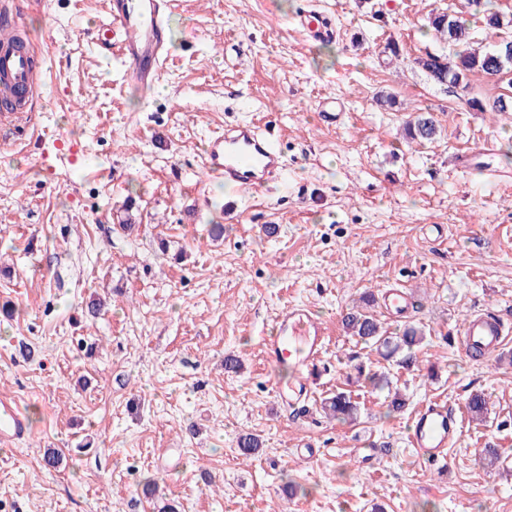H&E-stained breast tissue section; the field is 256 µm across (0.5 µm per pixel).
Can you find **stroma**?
Segmentation results:
<instances>
[{
    "label": "stroma",
    "instance_id": "stroma-1",
    "mask_svg": "<svg viewBox=\"0 0 512 512\" xmlns=\"http://www.w3.org/2000/svg\"><path fill=\"white\" fill-rule=\"evenodd\" d=\"M107 3L20 0L42 84L34 111L0 114V306L16 311L0 323V398L29 433L0 448V512H512V112L469 105L512 85L474 74L446 88L416 64L453 52L427 27L438 12L462 17L474 47L497 43L481 15L468 0H180L161 79L144 91L100 45ZM303 10L333 23L335 41L311 40L294 20ZM329 96L337 126L317 110ZM421 113L439 133L417 144L404 129ZM250 120L287 169L233 197L207 180L202 153L214 131ZM488 140L501 181L453 166ZM398 284L416 306L386 328L426 334L410 369L341 323L363 293ZM93 298L107 306L91 321ZM289 303L329 337L296 415L263 356ZM486 312L509 337L477 361L458 333ZM357 363L388 372L402 412ZM339 391L360 402L356 421L322 412ZM474 391L486 419L465 420L446 461L420 459L411 415L433 398L464 411ZM243 434L261 441L248 459Z\"/></svg>",
    "mask_w": 512,
    "mask_h": 512
}]
</instances>
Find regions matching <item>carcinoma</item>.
<instances>
[{"instance_id": "1", "label": "carcinoma", "mask_w": 512, "mask_h": 512, "mask_svg": "<svg viewBox=\"0 0 512 512\" xmlns=\"http://www.w3.org/2000/svg\"><path fill=\"white\" fill-rule=\"evenodd\" d=\"M429 27L452 43L456 50L453 57L428 53L415 59L423 72L436 84L448 85L464 81L474 73L497 75L512 67V56L505 50L512 46V40L502 39L490 51H477L470 46V33L466 23L456 15L434 14L429 18ZM407 137L417 143L435 139L438 129L429 117H418L406 127ZM346 331L365 344L376 346L392 357L402 354L401 363L406 366L418 364L417 349L425 339L423 330L416 326L406 327L399 336H387L378 319L362 310L347 313L343 318ZM323 413L338 421L354 420L359 413L357 401L344 392L325 399L321 403ZM468 414L474 420H482L488 411V400L481 392L471 393L466 400ZM237 447L240 455L248 458L260 448L259 439L251 434L239 437Z\"/></svg>"}]
</instances>
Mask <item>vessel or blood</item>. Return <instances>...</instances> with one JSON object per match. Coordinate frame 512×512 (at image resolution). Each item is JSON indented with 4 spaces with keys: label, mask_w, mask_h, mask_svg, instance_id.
<instances>
[{
    "label": "vessel or blood",
    "mask_w": 512,
    "mask_h": 512,
    "mask_svg": "<svg viewBox=\"0 0 512 512\" xmlns=\"http://www.w3.org/2000/svg\"><path fill=\"white\" fill-rule=\"evenodd\" d=\"M175 0H112L108 19L101 26L103 46H116L126 75L137 85L153 86L168 54L169 15ZM310 38L328 40L335 32L326 21L311 14L298 17ZM25 28L20 13L8 4L0 5V100L8 98L16 112L26 111L38 91L39 71L30 48L20 47ZM207 177L222 180L238 193H252L282 178L285 163L279 149L254 122H246L211 136L203 161ZM411 301L401 287L382 295V309L397 315L409 309ZM275 330L264 344V356L272 365H287L301 371L317 365L326 341L324 325L310 311L298 305L281 309L274 318ZM505 340V331L490 314L467 318L461 328L464 348L482 347L492 352ZM459 413L447 403L434 400L412 417L409 440L425 460L446 458L449 447L461 433ZM27 422L12 401L0 399V443L24 437Z\"/></svg>",
    "instance_id": "vessel-or-blood-1"
}]
</instances>
